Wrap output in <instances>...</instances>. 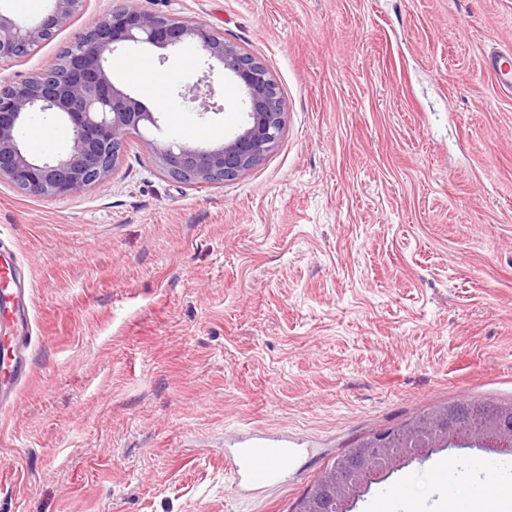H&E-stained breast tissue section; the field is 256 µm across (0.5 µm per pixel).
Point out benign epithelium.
Returning a JSON list of instances; mask_svg holds the SVG:
<instances>
[{
	"label": "benign epithelium",
	"mask_w": 512,
	"mask_h": 512,
	"mask_svg": "<svg viewBox=\"0 0 512 512\" xmlns=\"http://www.w3.org/2000/svg\"><path fill=\"white\" fill-rule=\"evenodd\" d=\"M8 2L0 0V61L35 50L67 26L86 0H50L51 9L33 22L13 14ZM188 44L207 57L208 70L186 86L184 98L200 117L218 111L211 81L218 67L242 92L245 119L236 132L210 146L173 139L149 143L159 174L183 183L223 184L261 164L280 141L287 112L281 88L267 66L205 22L121 6L88 24L60 53L52 70L0 88V182L54 198L80 195L104 184L121 162L128 140L160 121V111L114 84L109 57L127 46L179 49ZM37 112L54 113L68 125L71 138L65 151L36 156L23 145L20 131ZM406 436L408 443L390 448L388 433L373 434L370 442L380 452L357 480L342 481L334 470L323 474L321 483L336 488L343 512H350L352 496L380 480L396 461L461 441L452 433L433 438L418 425L409 427ZM477 441L485 448H506L512 445V430L492 426Z\"/></svg>",
	"instance_id": "1"
}]
</instances>
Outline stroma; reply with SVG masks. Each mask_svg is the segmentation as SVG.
<instances>
[{"label":"stroma","instance_id":"1","mask_svg":"<svg viewBox=\"0 0 512 512\" xmlns=\"http://www.w3.org/2000/svg\"><path fill=\"white\" fill-rule=\"evenodd\" d=\"M121 5L206 22L266 64L287 102L265 160L221 185L157 174L137 137L108 180L55 199L0 183V250L33 319L31 376L0 414V512H290L369 434L468 398L512 403V97L482 67L512 0H87L0 87L48 68ZM164 135L205 146L241 122L179 93L206 67L162 59ZM288 437V478L239 494L224 451ZM475 446L395 467L352 512H430L512 485ZM403 495L387 497L394 483Z\"/></svg>","mask_w":512,"mask_h":512}]
</instances>
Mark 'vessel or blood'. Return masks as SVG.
Returning a JSON list of instances; mask_svg holds the SVG:
<instances>
[{"label": "vessel or blood", "instance_id": "vessel-or-blood-1", "mask_svg": "<svg viewBox=\"0 0 512 512\" xmlns=\"http://www.w3.org/2000/svg\"><path fill=\"white\" fill-rule=\"evenodd\" d=\"M484 70L492 77L497 89L512 95V48H495L483 59ZM25 291L0 290V317L13 318L25 310ZM29 336L11 337L7 352L9 361L0 365V403L15 399L19 388L28 380L31 366L27 359ZM292 454L287 441H270L263 437L239 441L237 447L224 451V470L240 490L254 494L282 483L287 462Z\"/></svg>", "mask_w": 512, "mask_h": 512}]
</instances>
